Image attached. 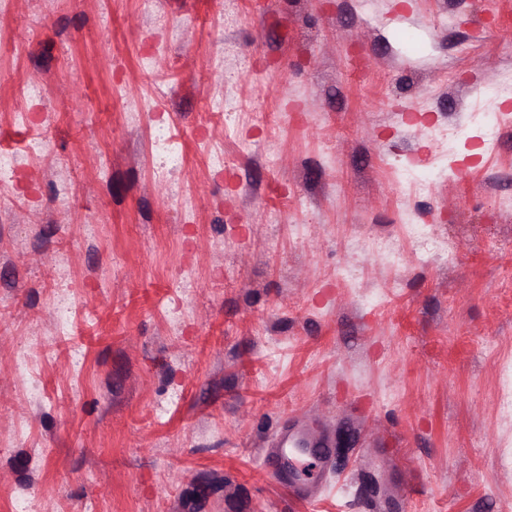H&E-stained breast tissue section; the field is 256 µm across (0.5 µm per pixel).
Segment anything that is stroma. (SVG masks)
I'll return each instance as SVG.
<instances>
[{
	"label": "stroma",
	"mask_w": 512,
	"mask_h": 512,
	"mask_svg": "<svg viewBox=\"0 0 512 512\" xmlns=\"http://www.w3.org/2000/svg\"><path fill=\"white\" fill-rule=\"evenodd\" d=\"M509 76L512 0H11L0 512H512ZM470 118L472 122L483 126V144L486 147L494 146L498 141L501 128L498 115L492 112H470ZM154 143L157 152L163 159L164 169L175 171L182 166L181 154L171 145L170 139L163 128H156L154 132Z\"/></svg>",
	"instance_id": "1"
}]
</instances>
